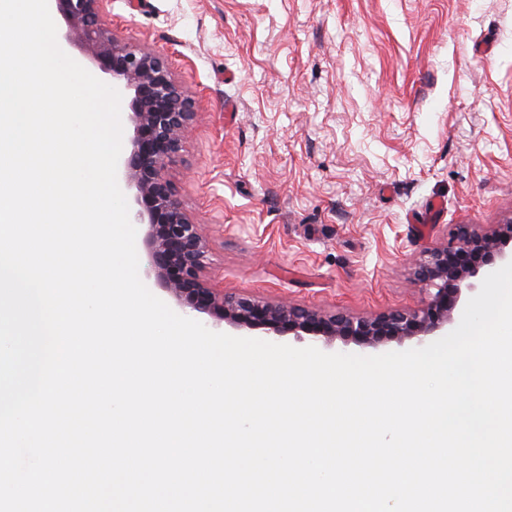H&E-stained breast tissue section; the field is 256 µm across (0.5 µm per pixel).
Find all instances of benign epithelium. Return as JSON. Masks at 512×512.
<instances>
[{"label":"benign epithelium","mask_w":512,"mask_h":512,"mask_svg":"<svg viewBox=\"0 0 512 512\" xmlns=\"http://www.w3.org/2000/svg\"><path fill=\"white\" fill-rule=\"evenodd\" d=\"M66 23L65 39L125 94L133 126L130 150L117 174L135 189L131 221L147 225V269L176 301L241 329L273 336L293 333L317 339L343 337L358 343L414 338L423 342L448 325L462 286L489 273L512 242V225L480 235L460 224L443 248L426 251L417 267L432 289L417 310H392L373 318L323 314L249 297L225 296L202 275L208 245L175 198L167 166L182 150L194 112L192 98L158 52L118 41L106 20L107 0H53Z\"/></svg>","instance_id":"benign-epithelium-1"}]
</instances>
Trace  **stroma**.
I'll return each instance as SVG.
<instances>
[{
	"instance_id": "stroma-1",
	"label": "stroma",
	"mask_w": 512,
	"mask_h": 512,
	"mask_svg": "<svg viewBox=\"0 0 512 512\" xmlns=\"http://www.w3.org/2000/svg\"><path fill=\"white\" fill-rule=\"evenodd\" d=\"M107 19L194 100L168 177L225 294L417 309L426 250L512 221V0H112Z\"/></svg>"
}]
</instances>
